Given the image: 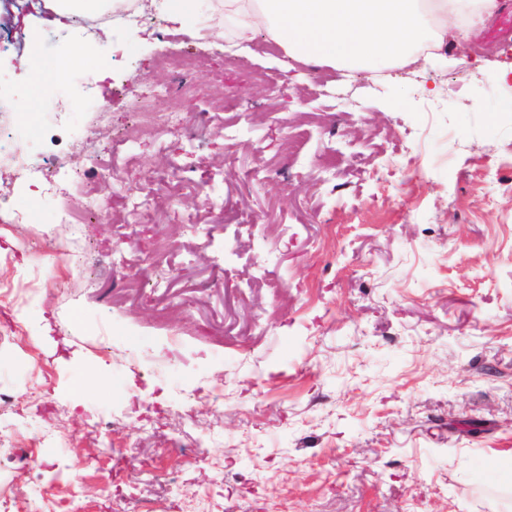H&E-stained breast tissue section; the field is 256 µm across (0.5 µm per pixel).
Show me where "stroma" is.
Wrapping results in <instances>:
<instances>
[{
  "label": "stroma",
  "mask_w": 512,
  "mask_h": 512,
  "mask_svg": "<svg viewBox=\"0 0 512 512\" xmlns=\"http://www.w3.org/2000/svg\"><path fill=\"white\" fill-rule=\"evenodd\" d=\"M160 2L52 36L0 0V98L26 108V58L76 75L92 48L111 111L48 77L67 111L25 133L48 165L118 174L92 213L0 166V207L31 214L0 221V502L41 512L80 466L83 512H512L484 482L512 455V39L490 15L372 76L240 38L223 0L150 27ZM177 50L206 94L152 107L187 136L126 140ZM159 177L186 188L137 216L126 196Z\"/></svg>",
  "instance_id": "35a3bbf8"
}]
</instances>
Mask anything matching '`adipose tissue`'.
I'll return each mask as SVG.
<instances>
[{"mask_svg": "<svg viewBox=\"0 0 512 512\" xmlns=\"http://www.w3.org/2000/svg\"><path fill=\"white\" fill-rule=\"evenodd\" d=\"M496 0H224L240 36L264 28L295 59L373 70L438 48L480 23Z\"/></svg>", "mask_w": 512, "mask_h": 512, "instance_id": "ef3b65f1", "label": "adipose tissue"}]
</instances>
